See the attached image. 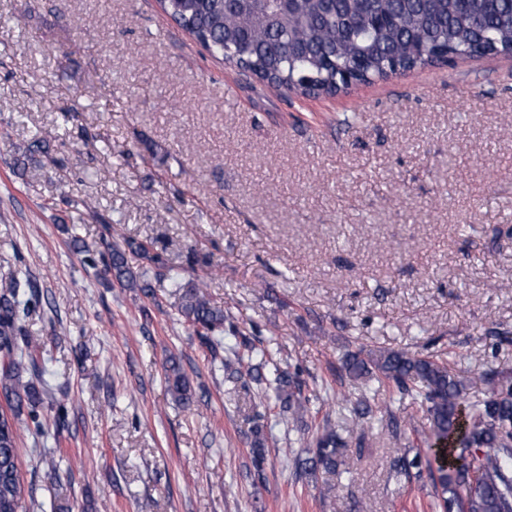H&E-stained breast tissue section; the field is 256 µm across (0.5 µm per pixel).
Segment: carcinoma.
<instances>
[{
  "label": "carcinoma",
  "mask_w": 512,
  "mask_h": 512,
  "mask_svg": "<svg viewBox=\"0 0 512 512\" xmlns=\"http://www.w3.org/2000/svg\"><path fill=\"white\" fill-rule=\"evenodd\" d=\"M164 11L211 55L236 62L284 94L304 96L312 90L339 91L349 82L381 78L397 71L431 66L449 54L455 59L512 52V0H160ZM95 245L85 243L80 225L71 237L81 261L103 266L126 288L155 298L151 284L138 281L128 255L150 262L156 276L179 290L178 315L200 338L211 341L234 329L231 313L211 301L202 285L183 283L162 256L131 238L112 240V225ZM11 277L0 294V512H19L24 486L17 445L24 433L40 429V395L22 383L21 366L28 359L32 377L46 368L32 355L23 316L41 304L36 286ZM266 353L240 355L224 348L228 375L247 377L272 388L284 422L307 426L310 399L298 371L275 368L264 373ZM165 382L172 398L184 407L194 403L190 381L179 359L165 361ZM342 369L353 380L368 378L409 395L428 423L425 454L393 460L398 473L426 464L440 487L441 512H512V369L486 374L484 398H465L471 380L453 372L449 363L411 349L380 348L347 352ZM351 430L344 435L327 421L307 447L293 457L297 470L347 474V460L358 456L366 433L373 429L374 410L358 398L350 404ZM267 437L256 424L250 442L253 466L262 475Z\"/></svg>",
  "instance_id": "cac0c4a2"
}]
</instances>
